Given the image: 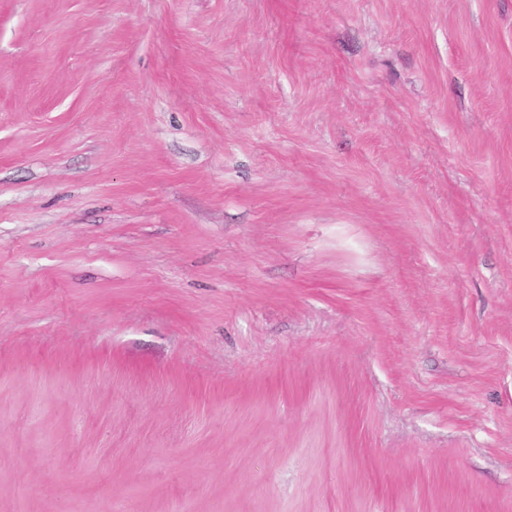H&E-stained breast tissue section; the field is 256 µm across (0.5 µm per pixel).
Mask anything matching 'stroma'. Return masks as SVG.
<instances>
[{"instance_id":"35a3bbf8","label":"stroma","mask_w":512,"mask_h":512,"mask_svg":"<svg viewBox=\"0 0 512 512\" xmlns=\"http://www.w3.org/2000/svg\"><path fill=\"white\" fill-rule=\"evenodd\" d=\"M0 512H512V0H0Z\"/></svg>"}]
</instances>
